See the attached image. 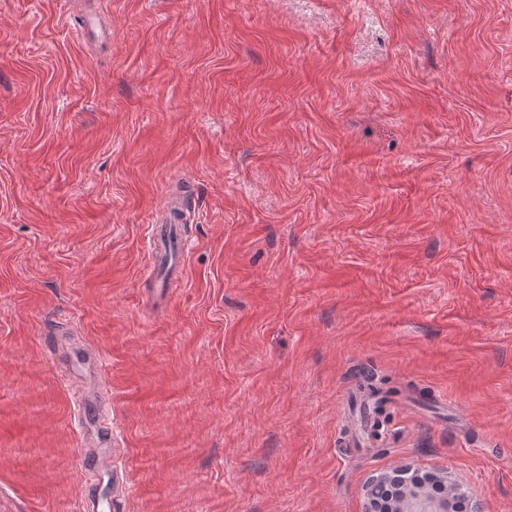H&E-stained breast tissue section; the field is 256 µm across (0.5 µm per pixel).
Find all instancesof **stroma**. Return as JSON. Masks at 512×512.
I'll return each mask as SVG.
<instances>
[{"instance_id": "35a3bbf8", "label": "stroma", "mask_w": 512, "mask_h": 512, "mask_svg": "<svg viewBox=\"0 0 512 512\" xmlns=\"http://www.w3.org/2000/svg\"><path fill=\"white\" fill-rule=\"evenodd\" d=\"M57 319L117 512H365L402 464L512 512V0H0V512H81ZM164 215L162 219H160L161 225L159 226L160 231L158 235L153 234V243L151 244V250L155 255H157V251L160 247V259L158 264L154 262V267L151 270V274L157 273L160 277L166 276L171 270H174L177 266L181 268V261L183 256V250L180 249V245L177 241H175L169 234H166L165 238L162 237V232L165 227L164 224L167 223V219H164ZM68 371L79 381L75 416L84 437L81 466L91 476L87 488V510L112 512L115 477L112 475V415L106 409L97 386L99 362L84 346L70 349Z\"/></svg>"}]
</instances>
